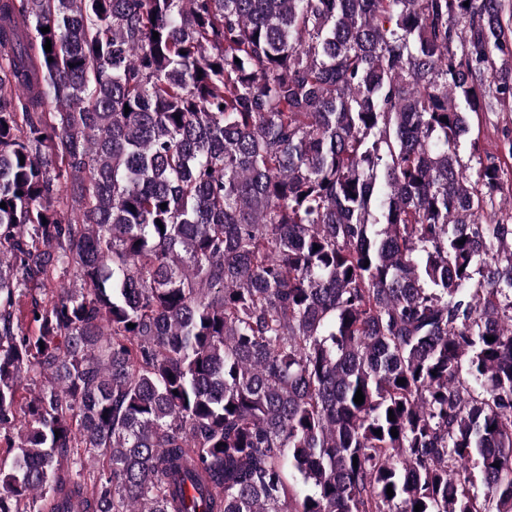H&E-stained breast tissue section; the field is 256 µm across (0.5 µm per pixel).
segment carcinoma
<instances>
[{
  "label": "carcinoma",
  "instance_id": "1",
  "mask_svg": "<svg viewBox=\"0 0 512 512\" xmlns=\"http://www.w3.org/2000/svg\"><path fill=\"white\" fill-rule=\"evenodd\" d=\"M504 11L0 0V512H512ZM478 117L473 114L472 133L461 139L459 155L467 174L476 178L480 160L485 159V152L495 151L501 145L503 127L512 130V102L503 104L492 100V111L484 110Z\"/></svg>",
  "mask_w": 512,
  "mask_h": 512
}]
</instances>
